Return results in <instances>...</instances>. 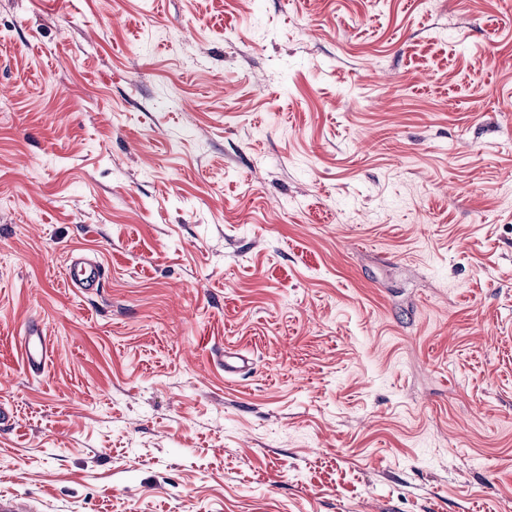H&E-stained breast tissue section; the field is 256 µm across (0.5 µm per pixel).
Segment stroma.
<instances>
[{"instance_id":"obj_1","label":"stroma","mask_w":512,"mask_h":512,"mask_svg":"<svg viewBox=\"0 0 512 512\" xmlns=\"http://www.w3.org/2000/svg\"><path fill=\"white\" fill-rule=\"evenodd\" d=\"M511 188L512 0H0V496L512 512ZM72 275L68 281L71 288L84 293H97L105 285V270L96 260L84 255L70 254ZM23 355L28 371L37 373L44 369L48 358V339L37 321H33L24 334Z\"/></svg>"}]
</instances>
